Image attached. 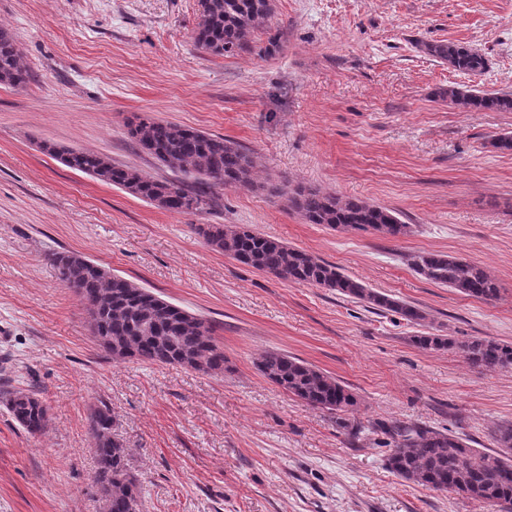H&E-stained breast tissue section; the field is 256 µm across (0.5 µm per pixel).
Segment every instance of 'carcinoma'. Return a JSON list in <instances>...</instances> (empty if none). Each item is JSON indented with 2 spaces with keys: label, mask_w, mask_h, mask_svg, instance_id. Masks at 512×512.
<instances>
[{
  "label": "carcinoma",
  "mask_w": 512,
  "mask_h": 512,
  "mask_svg": "<svg viewBox=\"0 0 512 512\" xmlns=\"http://www.w3.org/2000/svg\"><path fill=\"white\" fill-rule=\"evenodd\" d=\"M200 20L193 31L194 45L214 55L254 50L252 36L263 29L267 44L259 53L271 55L281 47V32L271 26L273 0H199ZM426 54L453 70L476 76L488 66L485 55L452 41L419 44ZM31 80L13 36L0 28V85L22 87ZM442 97L448 105L467 110L512 112V93L487 92L469 86H450ZM136 147L173 171L196 175L199 187L161 182L128 166L117 165L99 153L80 148L42 149L66 167L178 214L203 211L209 204L208 189L253 184L255 160L240 144L195 128L137 117L128 125ZM280 196L309 224L332 228L373 230L389 236L407 233L398 213L360 198L342 199L332 193L283 183ZM208 246L240 264L293 283L315 286L357 299L400 318L420 323L419 308L367 287L335 265L300 249L257 234L245 227L200 224L196 227ZM63 285L83 302L97 305V328L112 342V359L133 358L150 365L178 364L207 374L224 372V350L214 337L212 325L187 313L136 283L105 270L76 253L54 259ZM414 270L426 280L452 288L468 297L493 301L499 288L481 266L463 257L424 253L411 257ZM424 349H444L454 342L444 336L414 337ZM468 363L485 370H511L512 345L476 338L462 345ZM259 370L270 382L307 405L330 413L348 412L357 404L349 388L304 361L280 352H267ZM9 413L31 435L42 434L48 425L47 408L34 393L5 392ZM111 408L103 403L90 416V434L98 456L94 482L105 502V512H143L134 476L126 464V450L112 435ZM390 438L386 466L407 482L434 491H453L469 499L495 506L512 503V424L493 431L498 450L482 452L468 440L416 424L382 426Z\"/></svg>",
  "instance_id": "1"
}]
</instances>
